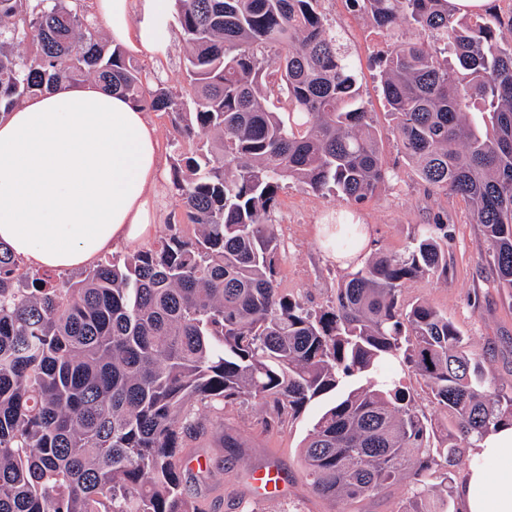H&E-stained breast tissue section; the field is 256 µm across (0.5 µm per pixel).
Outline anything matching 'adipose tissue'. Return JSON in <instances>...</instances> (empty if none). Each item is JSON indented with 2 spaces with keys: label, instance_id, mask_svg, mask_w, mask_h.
<instances>
[{
  "label": "adipose tissue",
  "instance_id": "adipose-tissue-1",
  "mask_svg": "<svg viewBox=\"0 0 512 512\" xmlns=\"http://www.w3.org/2000/svg\"><path fill=\"white\" fill-rule=\"evenodd\" d=\"M92 9L122 50L165 49L169 0ZM162 177L156 128L128 97L92 79L28 97L0 118V242L33 269L95 266L152 235ZM474 456L455 489L460 512H512V428L482 435Z\"/></svg>",
  "mask_w": 512,
  "mask_h": 512
}]
</instances>
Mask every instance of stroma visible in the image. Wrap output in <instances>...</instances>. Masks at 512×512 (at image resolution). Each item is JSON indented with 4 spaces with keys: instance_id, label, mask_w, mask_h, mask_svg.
I'll return each instance as SVG.
<instances>
[{
    "instance_id": "obj_1",
    "label": "stroma",
    "mask_w": 512,
    "mask_h": 512,
    "mask_svg": "<svg viewBox=\"0 0 512 512\" xmlns=\"http://www.w3.org/2000/svg\"><path fill=\"white\" fill-rule=\"evenodd\" d=\"M320 7L332 23L356 64L358 82L376 128L392 179L370 201L355 204L339 195L322 196L288 184L271 221L281 242L279 282L305 306L318 309L330 304L347 269L331 263L316 236V227L331 223L336 214L352 213L356 223L369 225L372 251H403L416 225L443 217L450 230L448 274L408 282L402 298L423 300L448 315L467 339L468 352L481 360L500 387L512 386V295L496 288L494 275L480 254V228L472 224L467 202L444 190L427 186L403 157L393 123L387 114L378 60L387 49L386 35L374 32L351 0H321ZM150 83L187 91L185 57L180 29L170 23L164 52H143L133 57ZM318 406L274 430H267L262 410L248 402L228 407L224 418L213 423L208 434L189 443L184 453L205 456L210 475L205 486L187 482L189 493L208 497L209 512H401L406 502L404 486L390 487L385 494L363 500H322L301 479L300 449ZM233 436L237 447L224 445ZM275 467L287 479L283 500L255 502L250 472Z\"/></svg>"
}]
</instances>
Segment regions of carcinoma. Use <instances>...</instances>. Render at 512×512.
Wrapping results in <instances>:
<instances>
[{
	"label": "carcinoma",
	"mask_w": 512,
	"mask_h": 512,
	"mask_svg": "<svg viewBox=\"0 0 512 512\" xmlns=\"http://www.w3.org/2000/svg\"><path fill=\"white\" fill-rule=\"evenodd\" d=\"M372 29L403 25L381 91L401 152L460 196L481 253L512 295V41L450 0H351ZM190 91L149 87L80 0H0V116L68 82L99 81L173 117L172 183L187 224L59 283L0 245V512H208L182 453L224 408L252 401L280 426L332 397L302 447L323 499L408 482L401 512H454L457 449L512 427L503 391L462 331L404 285L448 272V225L367 257L312 310L278 288L270 214L283 183L354 203L387 179L381 136L320 0H174ZM330 241L353 253L354 219ZM401 360L448 424L437 429L392 372ZM448 469L430 482L437 458Z\"/></svg>",
	"instance_id": "carcinoma-1"
}]
</instances>
